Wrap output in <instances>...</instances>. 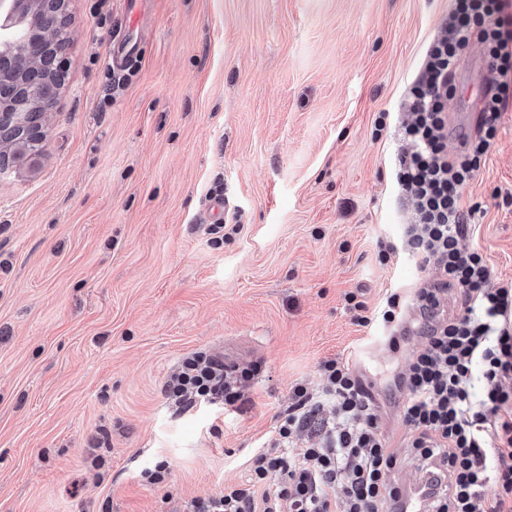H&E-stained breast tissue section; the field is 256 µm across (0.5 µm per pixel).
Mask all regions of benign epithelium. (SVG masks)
<instances>
[{
    "mask_svg": "<svg viewBox=\"0 0 512 512\" xmlns=\"http://www.w3.org/2000/svg\"><path fill=\"white\" fill-rule=\"evenodd\" d=\"M64 0H0V126L16 124L17 116H30L27 146L16 151L0 149V169L37 166L46 140V117L60 86L48 74H63L66 43L49 46L51 60H43L40 42L18 49L15 36L25 25L35 35L47 28H66Z\"/></svg>",
    "mask_w": 512,
    "mask_h": 512,
    "instance_id": "1",
    "label": "benign epithelium"
}]
</instances>
